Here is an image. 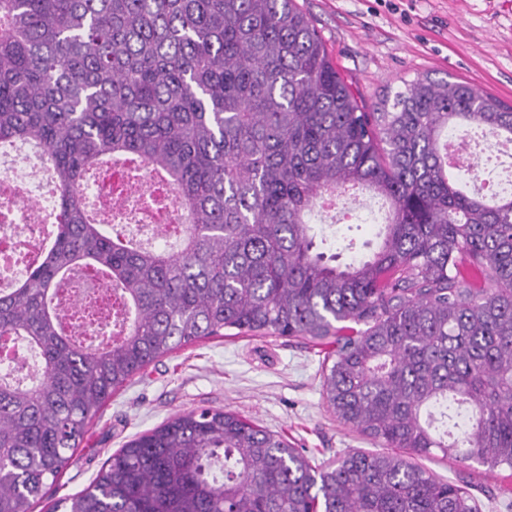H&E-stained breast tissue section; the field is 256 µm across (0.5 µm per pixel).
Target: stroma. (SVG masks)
Masks as SVG:
<instances>
[{
	"mask_svg": "<svg viewBox=\"0 0 512 512\" xmlns=\"http://www.w3.org/2000/svg\"><path fill=\"white\" fill-rule=\"evenodd\" d=\"M337 67L366 105L427 75L465 80L512 106V0H298ZM386 207L367 191L339 197L312 216L325 246L343 260L367 254ZM334 346L304 337L234 334L202 339L148 365L115 392L88 425L71 464L33 512L87 488L104 462L135 438L197 408L231 410L284 437L313 463L381 446L340 423L327 407L320 370ZM419 465L466 487L481 512H512V469L442 455Z\"/></svg>",
	"mask_w": 512,
	"mask_h": 512,
	"instance_id": "obj_1",
	"label": "stroma"
}]
</instances>
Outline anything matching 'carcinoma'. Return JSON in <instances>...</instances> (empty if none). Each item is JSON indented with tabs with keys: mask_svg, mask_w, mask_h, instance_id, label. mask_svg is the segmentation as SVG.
<instances>
[{
	"mask_svg": "<svg viewBox=\"0 0 512 512\" xmlns=\"http://www.w3.org/2000/svg\"><path fill=\"white\" fill-rule=\"evenodd\" d=\"M474 128L512 141V107L428 75L367 111L296 0H0V141L43 147L58 185L51 246L0 295V336L26 340L40 376L0 385V512H32L150 363L226 329L332 340L326 404L386 451L313 465L236 412L192 410L113 453L63 512H480L393 452L512 469V196L450 170L448 133ZM109 156L168 178L175 247L88 210ZM352 188L387 216L341 262L310 220ZM85 265L132 313L103 349L57 308Z\"/></svg>",
	"mask_w": 512,
	"mask_h": 512,
	"instance_id": "obj_1",
	"label": "carcinoma"
}]
</instances>
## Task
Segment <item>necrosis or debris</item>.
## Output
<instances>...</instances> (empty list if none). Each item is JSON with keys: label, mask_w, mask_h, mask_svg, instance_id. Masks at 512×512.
<instances>
[{"label": "necrosis or debris", "mask_w": 512, "mask_h": 512, "mask_svg": "<svg viewBox=\"0 0 512 512\" xmlns=\"http://www.w3.org/2000/svg\"><path fill=\"white\" fill-rule=\"evenodd\" d=\"M17 145L0 144V292L13 288L27 269L35 265L51 240V213L57 187L47 156L33 149L34 163L28 170L17 169L12 158ZM88 184L101 205L108 210L129 206L123 232L130 236L161 232L164 240L177 237L179 204L163 178L137 169L130 161L115 162L93 170ZM151 199L138 207V198ZM60 309L66 314L68 333L80 342L103 348L111 344L120 325L112 318V286L93 268L81 270L80 279L61 289ZM102 308L101 323L94 332L76 327L71 311L89 305Z\"/></svg>", "instance_id": "obj_1"}]
</instances>
